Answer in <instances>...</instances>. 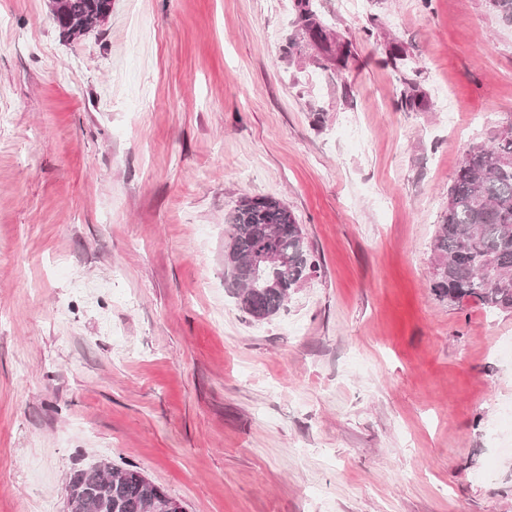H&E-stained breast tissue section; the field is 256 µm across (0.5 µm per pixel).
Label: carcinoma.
<instances>
[{
    "mask_svg": "<svg viewBox=\"0 0 512 512\" xmlns=\"http://www.w3.org/2000/svg\"><path fill=\"white\" fill-rule=\"evenodd\" d=\"M66 12L52 19L70 40L74 27L87 34L112 13V0H64ZM298 36L316 40L321 59L346 66L349 44L337 46L313 0H294ZM229 241L224 266L241 308L257 320L277 313L304 279L317 269L300 224L279 199L248 197L224 216ZM288 254L285 266H269L256 278L253 256L263 250ZM430 288L441 301L479 302L490 312L512 311V127L490 145L470 150L448 188V206L433 241ZM274 281L275 288L262 283ZM167 497L136 466L97 462L76 471L67 500L77 512H155Z\"/></svg>",
    "mask_w": 512,
    "mask_h": 512,
    "instance_id": "1",
    "label": "carcinoma"
}]
</instances>
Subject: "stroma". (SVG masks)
I'll return each instance as SVG.
<instances>
[{"instance_id": "stroma-1", "label": "stroma", "mask_w": 512, "mask_h": 512, "mask_svg": "<svg viewBox=\"0 0 512 512\" xmlns=\"http://www.w3.org/2000/svg\"><path fill=\"white\" fill-rule=\"evenodd\" d=\"M314 2L346 68L293 0H112L70 41L0 0V512H67L98 459L186 512H512V312L429 288L463 157L512 126V18ZM243 196L319 262L261 321L224 268ZM313 2V0H294L295 25L298 36L303 40L308 37L317 40L321 46L320 58L323 61L337 63L345 67L350 54L349 43L339 47L336 46L335 41H331V35L326 34V23Z\"/></svg>"}]
</instances>
